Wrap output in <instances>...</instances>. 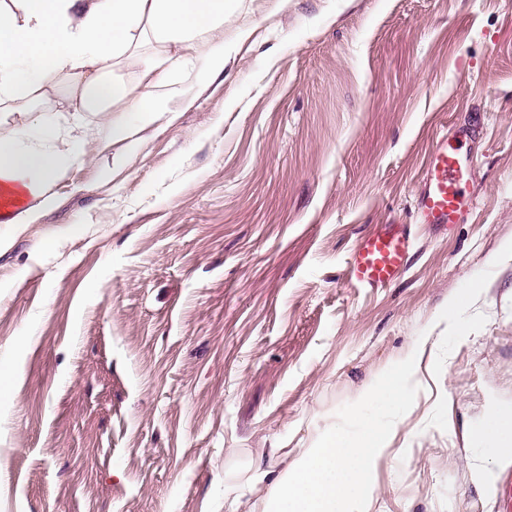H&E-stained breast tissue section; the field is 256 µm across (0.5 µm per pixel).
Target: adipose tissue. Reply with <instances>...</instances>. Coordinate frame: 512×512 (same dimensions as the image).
Returning a JSON list of instances; mask_svg holds the SVG:
<instances>
[{"mask_svg": "<svg viewBox=\"0 0 512 512\" xmlns=\"http://www.w3.org/2000/svg\"><path fill=\"white\" fill-rule=\"evenodd\" d=\"M233 0H0V112L25 122L0 136V255L55 203L57 174L89 144L134 146L141 131L170 119L182 94L176 70L200 62L224 69V15ZM154 53L141 61L139 50ZM70 121L49 114L61 89ZM101 113L89 126L85 115ZM436 341L416 337L387 380L360 395L368 413L300 449L253 512H372L376 478L399 429L386 410L412 409L424 359Z\"/></svg>", "mask_w": 512, "mask_h": 512, "instance_id": "obj_1", "label": "adipose tissue"}]
</instances>
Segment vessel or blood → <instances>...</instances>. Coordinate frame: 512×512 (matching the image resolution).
I'll use <instances>...</instances> for the list:
<instances>
[{
    "label": "vessel or blood",
    "instance_id": "vessel-or-blood-1",
    "mask_svg": "<svg viewBox=\"0 0 512 512\" xmlns=\"http://www.w3.org/2000/svg\"><path fill=\"white\" fill-rule=\"evenodd\" d=\"M470 168L459 149L448 139L437 142L425 175V191L419 208L426 223L442 228L473 206L466 186ZM410 248V234L404 228L386 226L364 239L349 262L350 279L362 287L391 284L403 271Z\"/></svg>",
    "mask_w": 512,
    "mask_h": 512
}]
</instances>
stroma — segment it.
Here are the masks:
<instances>
[{"label": "stroma", "mask_w": 512, "mask_h": 512, "mask_svg": "<svg viewBox=\"0 0 512 512\" xmlns=\"http://www.w3.org/2000/svg\"><path fill=\"white\" fill-rule=\"evenodd\" d=\"M462 128L476 204L443 231L417 203ZM54 190L0 256V512H252L256 467L430 331L374 512H501L512 448L478 429L512 408V0H238L222 74ZM385 224L411 230L406 267L358 287Z\"/></svg>", "instance_id": "obj_1"}]
</instances>
